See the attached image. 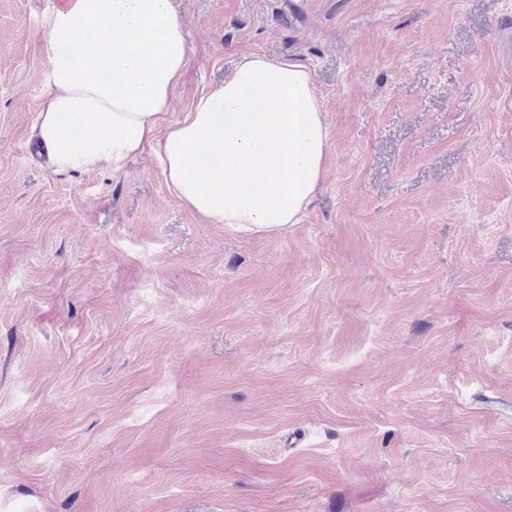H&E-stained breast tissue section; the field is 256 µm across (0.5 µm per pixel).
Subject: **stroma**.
I'll return each mask as SVG.
<instances>
[{"label": "stroma", "instance_id": "1", "mask_svg": "<svg viewBox=\"0 0 512 512\" xmlns=\"http://www.w3.org/2000/svg\"><path fill=\"white\" fill-rule=\"evenodd\" d=\"M47 0H0V512H512V0H174L165 124L245 52L311 70L275 237L156 157L54 173Z\"/></svg>", "mask_w": 512, "mask_h": 512}]
</instances>
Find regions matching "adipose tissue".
<instances>
[{
  "label": "adipose tissue",
  "mask_w": 512,
  "mask_h": 512,
  "mask_svg": "<svg viewBox=\"0 0 512 512\" xmlns=\"http://www.w3.org/2000/svg\"><path fill=\"white\" fill-rule=\"evenodd\" d=\"M42 49L33 138L49 170H117L149 151L208 223L266 237L300 223L328 149L307 66L242 54L222 87L166 126L189 51L172 0H62L43 19Z\"/></svg>",
  "instance_id": "ef3b65f1"
}]
</instances>
